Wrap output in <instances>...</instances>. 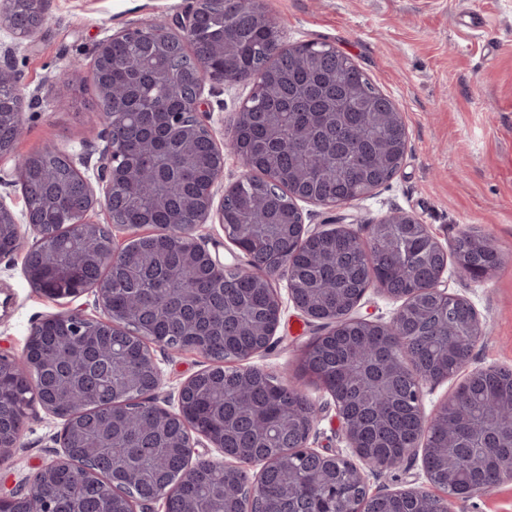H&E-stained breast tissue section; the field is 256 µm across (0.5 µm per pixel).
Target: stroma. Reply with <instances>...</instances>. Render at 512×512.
I'll use <instances>...</instances> for the list:
<instances>
[{"instance_id":"35a3bbf8","label":"stroma","mask_w":512,"mask_h":512,"mask_svg":"<svg viewBox=\"0 0 512 512\" xmlns=\"http://www.w3.org/2000/svg\"><path fill=\"white\" fill-rule=\"evenodd\" d=\"M190 0H43L44 25L20 40L0 30L13 47V65L28 102L14 152L54 147L76 155L80 170L93 168L104 146L103 104L93 81L96 44L152 18L174 20ZM289 44L327 41L349 55L397 106L407 129L400 170L369 196L343 207L360 225L403 211L427 224L443 244L465 230L488 237L500 267L476 279L449 268L451 292L467 297L486 322L474 348L478 367L512 368V0H264ZM250 84L227 82L205 93L200 114L224 142ZM280 327L252 366L305 390L318 409L310 444L324 454L351 456L332 397L303 376L302 348L316 328L287 299L285 278ZM0 353L17 354L43 316L69 310L30 287L19 255L0 256ZM163 373L162 407L177 406V392L209 365L191 349H155ZM61 420L31 414L19 445L0 466V490L18 488L54 455Z\"/></svg>"}]
</instances>
